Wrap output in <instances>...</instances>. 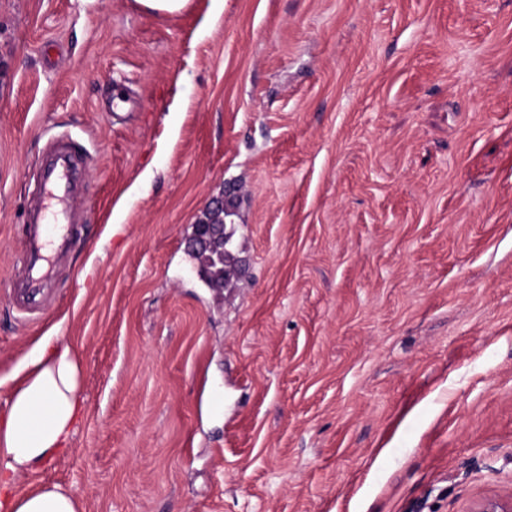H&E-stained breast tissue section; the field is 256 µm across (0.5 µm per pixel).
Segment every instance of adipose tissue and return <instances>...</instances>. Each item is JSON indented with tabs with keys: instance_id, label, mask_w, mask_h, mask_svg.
<instances>
[{
	"instance_id": "1",
	"label": "adipose tissue",
	"mask_w": 512,
	"mask_h": 512,
	"mask_svg": "<svg viewBox=\"0 0 512 512\" xmlns=\"http://www.w3.org/2000/svg\"><path fill=\"white\" fill-rule=\"evenodd\" d=\"M81 373L80 360L48 339L12 386L0 415V512H78L73 494L55 485L22 493L16 478L70 448L83 407Z\"/></svg>"
}]
</instances>
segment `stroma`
I'll use <instances>...</instances> for the list:
<instances>
[{
    "label": "stroma",
    "instance_id": "stroma-1",
    "mask_svg": "<svg viewBox=\"0 0 512 512\" xmlns=\"http://www.w3.org/2000/svg\"><path fill=\"white\" fill-rule=\"evenodd\" d=\"M61 134L84 229L28 321L19 229ZM233 186L217 290L188 252ZM47 338L84 404L17 488L80 512L512 496V0H0V381Z\"/></svg>",
    "mask_w": 512,
    "mask_h": 512
}]
</instances>
